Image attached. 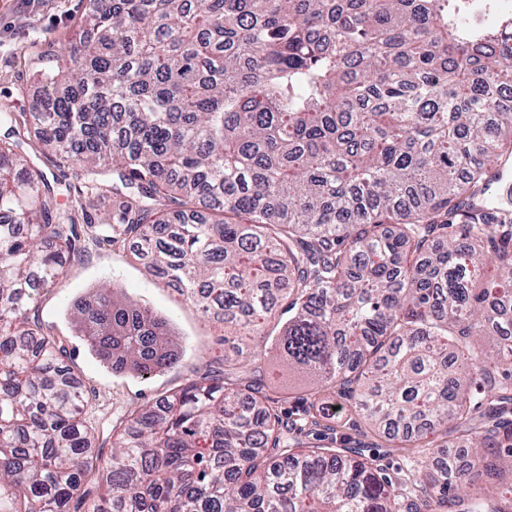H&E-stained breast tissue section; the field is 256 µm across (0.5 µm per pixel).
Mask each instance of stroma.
Returning a JSON list of instances; mask_svg holds the SVG:
<instances>
[{
	"instance_id": "1",
	"label": "stroma",
	"mask_w": 512,
	"mask_h": 512,
	"mask_svg": "<svg viewBox=\"0 0 512 512\" xmlns=\"http://www.w3.org/2000/svg\"><path fill=\"white\" fill-rule=\"evenodd\" d=\"M86 0H0V100L13 111L28 112L43 87L35 75L38 55L49 41H60L76 30ZM113 283L117 296L150 306L170 322L172 339L182 354L172 368L144 379L115 375L92 356L83 336L69 321L67 305L87 297L102 283ZM38 316L47 333L66 352V363L80 378L95 433V451L101 459L112 456V427L133 410L151 405L163 393L204 373L220 374L224 361L223 324L202 316L159 279L151 276L143 260L129 245L116 243L90 247L72 261L67 277L37 299ZM273 384L280 410L302 416L310 402L311 383L277 371ZM323 407L336 426L337 446H363L383 475L402 479L412 464L457 457L459 446H444L441 435L422 440L417 448L390 447L362 436L366 421L351 415L339 390L326 392Z\"/></svg>"
}]
</instances>
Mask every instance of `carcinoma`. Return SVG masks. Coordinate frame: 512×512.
<instances>
[{"instance_id":"cac0c4a2","label":"carcinoma","mask_w":512,"mask_h":512,"mask_svg":"<svg viewBox=\"0 0 512 512\" xmlns=\"http://www.w3.org/2000/svg\"><path fill=\"white\" fill-rule=\"evenodd\" d=\"M50 44L44 97L0 101V512H72L96 466L80 385L32 313L82 257L130 240L148 272L224 316L234 364L272 341L386 441L453 422L461 466L405 487L363 448L306 445L259 377L205 372L112 427L86 512H512V16L462 0H87ZM82 181L71 203L41 165ZM112 219L80 222L89 199ZM206 204L209 216H197ZM500 274L481 275L482 245ZM73 318L114 372L174 364L168 319L101 285ZM494 341L484 352L480 339Z\"/></svg>"}]
</instances>
